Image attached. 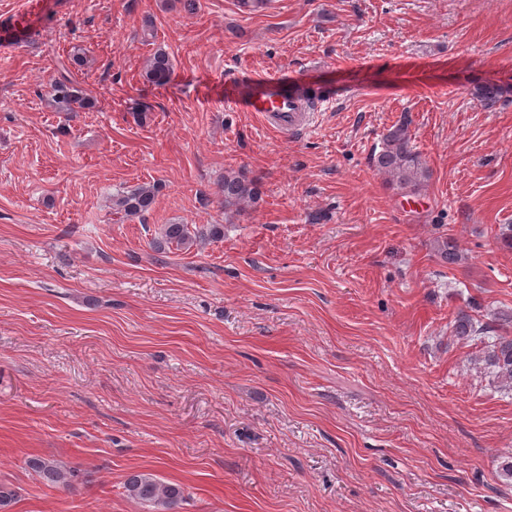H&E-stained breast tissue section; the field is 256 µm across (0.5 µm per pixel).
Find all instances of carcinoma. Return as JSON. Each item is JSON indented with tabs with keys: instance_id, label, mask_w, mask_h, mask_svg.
<instances>
[{
	"instance_id": "1",
	"label": "carcinoma",
	"mask_w": 512,
	"mask_h": 512,
	"mask_svg": "<svg viewBox=\"0 0 512 512\" xmlns=\"http://www.w3.org/2000/svg\"><path fill=\"white\" fill-rule=\"evenodd\" d=\"M172 75L169 54L156 50L149 58L145 70L147 82L157 86L166 85ZM502 95L501 88L485 83L476 90V98L488 107L494 106ZM56 108L62 112H73L75 107L86 108L90 100L83 89L70 76L56 79L48 93ZM374 166L390 177V181L401 189L415 190L428 177V170L421 155L416 151L408 134L407 125L401 124L384 138L381 150L374 156ZM157 189L141 186L113 197L112 209L120 218L143 217L155 204ZM224 208L238 207L245 202H254L259 197L258 183L242 174L224 176L222 186ZM186 224H167L161 236L153 240V247L161 251L170 246L186 247L193 244ZM453 337L458 340H476L481 344L475 362L484 366L487 373L505 388H512V313H502L499 325L491 327L460 312L452 325ZM29 468L49 487L67 486L74 472L57 462L40 457L28 461ZM124 492L132 499L148 507V512H172L185 498L184 488L167 483L148 472H133L123 483Z\"/></svg>"
}]
</instances>
